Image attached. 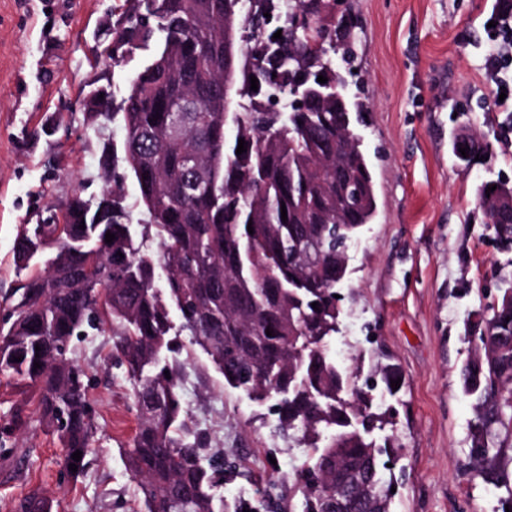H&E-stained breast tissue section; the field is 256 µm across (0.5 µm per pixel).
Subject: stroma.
Segmentation results:
<instances>
[{
    "label": "stroma",
    "mask_w": 512,
    "mask_h": 512,
    "mask_svg": "<svg viewBox=\"0 0 512 512\" xmlns=\"http://www.w3.org/2000/svg\"><path fill=\"white\" fill-rule=\"evenodd\" d=\"M133 0H0V310L17 285L13 246L24 224L72 197L92 201L105 189V145L122 151L121 118L89 125L85 94L105 87L120 109L128 79L147 54L119 65L94 54L112 41V25ZM493 0H344L358 18L350 90L368 99L359 132L368 152L378 211L348 248L339 290L340 317L327 348L356 371L373 412L376 444L400 446L383 471L395 494L391 512H501L512 492V441L503 445L506 484L490 489L468 466L475 399L464 393L460 368L471 353L470 323L496 302L500 279L512 277V251L490 239L476 204L481 183L512 182V139L504 113L491 111L492 93L479 68L483 22ZM477 133L489 143L490 165L464 167L455 139ZM163 362L175 365L187 440L205 455L223 454L226 471L213 494L224 512L262 508L288 498L307 459L284 435L274 398L224 383L187 331L173 327ZM112 339L74 340L73 359L98 425L82 476L70 478L64 450L41 420L33 388L0 374V512L40 489L52 512H146L128 472L124 450L137 429L132 386L110 360ZM396 365L403 377L390 395L378 373Z\"/></svg>",
    "instance_id": "1"
}]
</instances>
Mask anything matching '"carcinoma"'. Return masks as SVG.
I'll list each match as a JSON object with an SVG mask.
<instances>
[{
  "label": "carcinoma",
  "mask_w": 512,
  "mask_h": 512,
  "mask_svg": "<svg viewBox=\"0 0 512 512\" xmlns=\"http://www.w3.org/2000/svg\"><path fill=\"white\" fill-rule=\"evenodd\" d=\"M255 2L262 9L238 13L231 0H135L120 18L106 58L117 65L151 51L129 79L122 117L124 162L160 254L141 251L116 182L93 202L75 196L61 214L23 225L16 266L40 272L25 275L9 297L0 373L38 389L42 420L77 478L97 425L70 346L90 331L112 337V360L132 384L138 416L128 471L147 512H224L211 493L222 466L205 458L200 441L174 432L180 384L161 363L174 309L227 385L278 396L281 429L301 434L311 449L294 481L302 512H391L380 451L369 439L383 415L327 349L349 243L377 210L358 132L366 106L332 59L338 50L345 62L353 56L352 27L336 19L334 0H288L275 39L265 14L282 12V0ZM297 11L308 20L295 26ZM228 30L248 33L250 43L234 74L257 78L254 98L276 81L288 111H225L219 87L228 79ZM241 138L246 152L238 155ZM477 204L498 246L511 249L512 185L483 182ZM469 335L476 346L461 379L478 405L469 464L493 484L501 476L497 443L512 438V282L502 280L496 305ZM50 509L38 491L18 505V512Z\"/></svg>",
  "instance_id": "cac0c4a2"
}]
</instances>
